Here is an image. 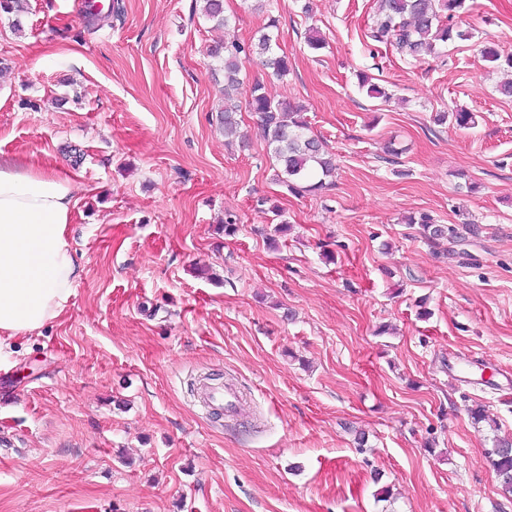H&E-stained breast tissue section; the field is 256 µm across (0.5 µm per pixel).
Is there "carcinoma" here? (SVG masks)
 I'll return each instance as SVG.
<instances>
[{"label": "carcinoma", "instance_id": "carcinoma-1", "mask_svg": "<svg viewBox=\"0 0 512 512\" xmlns=\"http://www.w3.org/2000/svg\"><path fill=\"white\" fill-rule=\"evenodd\" d=\"M205 16L214 27H232L224 15L223 0H203ZM465 0H380V14L372 40L385 43L399 53L416 57L421 53H438L439 47L450 40L468 39V31L458 23ZM0 12L12 14L14 29L22 31L21 17L27 12V0H0ZM278 19L271 17L257 38L245 44L226 39L209 50V56L219 62L224 73V134L239 133L237 112L240 97H246L263 129L269 148L277 162L276 181L291 193L315 192L329 185L327 178L335 170L334 159L323 143L308 134L309 127L301 108L286 101L270 98L259 83L245 85L240 77L239 56L256 55L273 74L283 76L290 69L288 56L280 52ZM427 238L432 241L457 237L455 227L435 224L430 217L419 219ZM487 459L500 479L502 491L512 495V440L499 439L488 450Z\"/></svg>", "mask_w": 512, "mask_h": 512}]
</instances>
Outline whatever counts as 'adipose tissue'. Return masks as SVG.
<instances>
[{
  "instance_id": "adipose-tissue-1",
  "label": "adipose tissue",
  "mask_w": 512,
  "mask_h": 512,
  "mask_svg": "<svg viewBox=\"0 0 512 512\" xmlns=\"http://www.w3.org/2000/svg\"><path fill=\"white\" fill-rule=\"evenodd\" d=\"M74 190L68 171L0 157V346L59 318L75 291Z\"/></svg>"
}]
</instances>
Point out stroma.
<instances>
[{"label": "stroma", "instance_id": "obj_1", "mask_svg": "<svg viewBox=\"0 0 512 512\" xmlns=\"http://www.w3.org/2000/svg\"><path fill=\"white\" fill-rule=\"evenodd\" d=\"M311 3L224 0L241 40L277 17L288 75L242 73L335 156L303 196L251 112L226 146L202 0H119L102 22L29 0L20 34L0 13V154L83 155L76 291L0 354V512H512L486 459L512 388L483 383L512 369V73L481 55H512V0H465L471 39L416 59L368 39L377 0ZM461 108L471 128L434 123ZM420 214L458 238L428 242ZM206 378L244 415L201 408Z\"/></svg>", "mask_w": 512, "mask_h": 512}]
</instances>
